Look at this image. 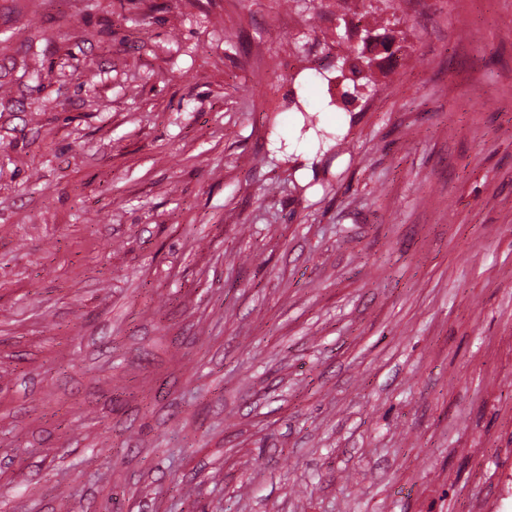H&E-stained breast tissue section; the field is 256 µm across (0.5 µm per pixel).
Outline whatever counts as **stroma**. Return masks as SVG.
<instances>
[{"label": "stroma", "instance_id": "stroma-1", "mask_svg": "<svg viewBox=\"0 0 512 512\" xmlns=\"http://www.w3.org/2000/svg\"><path fill=\"white\" fill-rule=\"evenodd\" d=\"M112 498L512 512V0H0V512ZM342 52V55H336L338 67L341 73L348 71L351 74L348 79L352 82L353 91L372 90L375 86V73L371 67L373 59L351 45H347Z\"/></svg>", "mask_w": 512, "mask_h": 512}]
</instances>
